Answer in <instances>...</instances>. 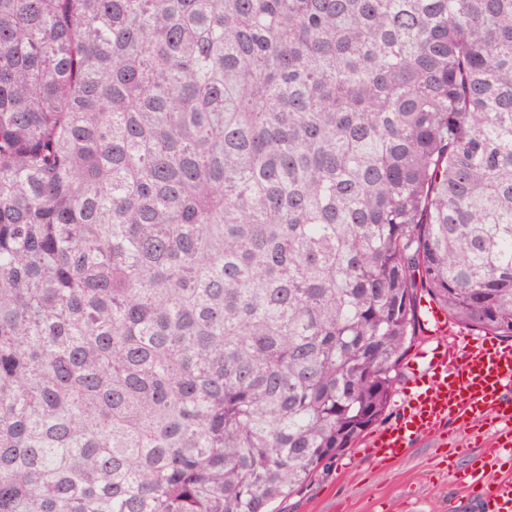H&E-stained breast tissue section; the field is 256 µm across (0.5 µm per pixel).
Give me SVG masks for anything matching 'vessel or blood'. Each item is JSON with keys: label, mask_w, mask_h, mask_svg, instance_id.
<instances>
[{"label": "vessel or blood", "mask_w": 512, "mask_h": 512, "mask_svg": "<svg viewBox=\"0 0 512 512\" xmlns=\"http://www.w3.org/2000/svg\"><path fill=\"white\" fill-rule=\"evenodd\" d=\"M421 310L434 346L411 362L402 412L372 437L366 453L393 464L415 444L447 446L449 424L463 432L487 428L477 458L448 475L461 494L477 498V512H512V344L449 331L435 306Z\"/></svg>", "instance_id": "vessel-or-blood-1"}]
</instances>
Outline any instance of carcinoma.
Listing matches in <instances>:
<instances>
[{"mask_svg":"<svg viewBox=\"0 0 512 512\" xmlns=\"http://www.w3.org/2000/svg\"><path fill=\"white\" fill-rule=\"evenodd\" d=\"M424 294L512 338V0H0V512H276Z\"/></svg>","mask_w":512,"mask_h":512,"instance_id":"cac0c4a2","label":"carcinoma"}]
</instances>
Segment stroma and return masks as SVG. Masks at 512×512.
Here are the masks:
<instances>
[{
    "mask_svg": "<svg viewBox=\"0 0 512 512\" xmlns=\"http://www.w3.org/2000/svg\"><path fill=\"white\" fill-rule=\"evenodd\" d=\"M367 443L360 438L318 470L280 503V512H466L448 481L447 464L456 460V447L439 453L425 442L403 461L385 465L364 455Z\"/></svg>",
    "mask_w": 512,
    "mask_h": 512,
    "instance_id": "obj_1",
    "label": "stroma"
}]
</instances>
